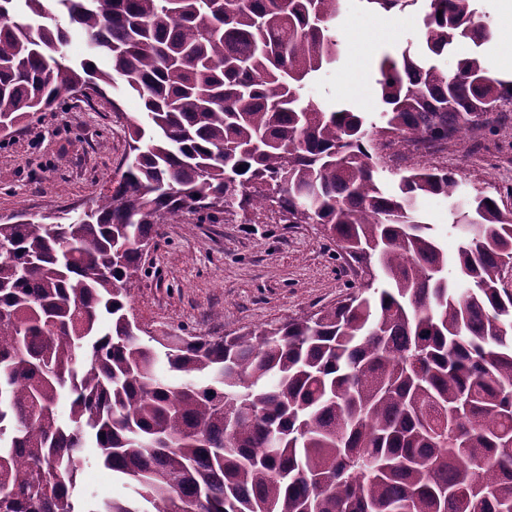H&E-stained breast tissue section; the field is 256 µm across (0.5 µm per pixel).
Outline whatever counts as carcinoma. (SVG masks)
I'll list each match as a JSON object with an SVG mask.
<instances>
[{
  "label": "carcinoma",
  "instance_id": "obj_1",
  "mask_svg": "<svg viewBox=\"0 0 512 512\" xmlns=\"http://www.w3.org/2000/svg\"><path fill=\"white\" fill-rule=\"evenodd\" d=\"M420 1L425 43L380 59L376 123L302 98L339 58L342 0H55L105 70L62 56L58 23L14 22L43 0H0V132L118 79L145 107L89 210L0 223V512H512V210L474 175L450 262L416 203L453 197L455 173L388 189L373 162L493 126L512 79L486 66L479 0H360ZM461 42L448 75L437 59ZM218 201L320 225L370 278L308 319L141 336L143 247ZM162 358L181 383L157 378ZM92 458L132 496L84 506Z\"/></svg>",
  "mask_w": 512,
  "mask_h": 512
}]
</instances>
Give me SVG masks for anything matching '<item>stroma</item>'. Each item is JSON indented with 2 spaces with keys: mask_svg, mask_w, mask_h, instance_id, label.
<instances>
[{
  "mask_svg": "<svg viewBox=\"0 0 512 512\" xmlns=\"http://www.w3.org/2000/svg\"><path fill=\"white\" fill-rule=\"evenodd\" d=\"M422 17L419 5L386 13L343 0L340 58L307 84L304 100L326 111L343 102L378 114V62L385 53L420 44ZM143 110L139 95L117 82L107 97L64 99L0 137V215L38 217L91 206L123 170L128 123ZM502 110L507 120L483 133L480 151L452 142L443 153L412 156L409 167L454 172L462 199L473 191L470 174L486 172L500 206L512 210V103ZM449 206L448 199L430 196L420 202L419 213L453 256L459 237L448 229ZM142 265L129 301L140 325L154 334L206 338L310 316L343 301L351 286L366 279L361 264L320 226L288 223L271 207L210 217L186 213L162 225L158 245L143 255ZM77 493L100 502L127 496L128 490L91 460L81 468Z\"/></svg>",
  "mask_w": 512,
  "mask_h": 512,
  "instance_id": "obj_1",
  "label": "stroma"
}]
</instances>
